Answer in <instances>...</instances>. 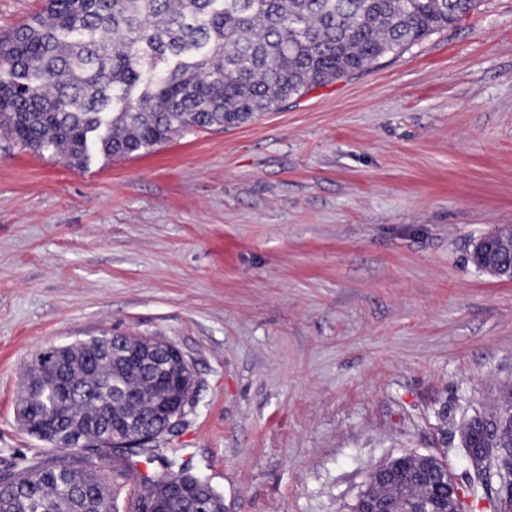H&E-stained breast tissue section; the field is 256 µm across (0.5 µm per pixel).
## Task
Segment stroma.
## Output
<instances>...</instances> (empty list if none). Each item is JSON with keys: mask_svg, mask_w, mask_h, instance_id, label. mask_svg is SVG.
Listing matches in <instances>:
<instances>
[{"mask_svg": "<svg viewBox=\"0 0 512 512\" xmlns=\"http://www.w3.org/2000/svg\"><path fill=\"white\" fill-rule=\"evenodd\" d=\"M512 0L231 129L73 169L0 136V461L47 455L16 405L34 354L109 331L180 350L157 438L224 512H351L512 387Z\"/></svg>", "mask_w": 512, "mask_h": 512, "instance_id": "1", "label": "stroma"}]
</instances>
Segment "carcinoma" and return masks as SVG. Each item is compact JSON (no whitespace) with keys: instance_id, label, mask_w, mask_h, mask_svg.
<instances>
[{"instance_id":"carcinoma-1","label":"carcinoma","mask_w":512,"mask_h":512,"mask_svg":"<svg viewBox=\"0 0 512 512\" xmlns=\"http://www.w3.org/2000/svg\"><path fill=\"white\" fill-rule=\"evenodd\" d=\"M479 0H44L41 10L0 35V131L39 156L81 169L98 151L109 158L148 151L177 134L242 125L289 98L364 69L386 54L453 25ZM50 367L17 406L37 440L64 446L40 459L16 454L0 470V512H138L139 499L165 497L181 463L148 444L112 442V419L154 426L156 377L137 362L112 357V334L52 349ZM141 389L137 403L112 406V391ZM492 414L463 421L467 448H501L492 471L470 474V496L495 497L512 512V388ZM160 470L138 472L140 462ZM436 457H408L403 471ZM182 475V474H180ZM135 496H122L128 481ZM173 512H197L224 498L191 473ZM395 512H443L439 480L367 481Z\"/></svg>"}]
</instances>
